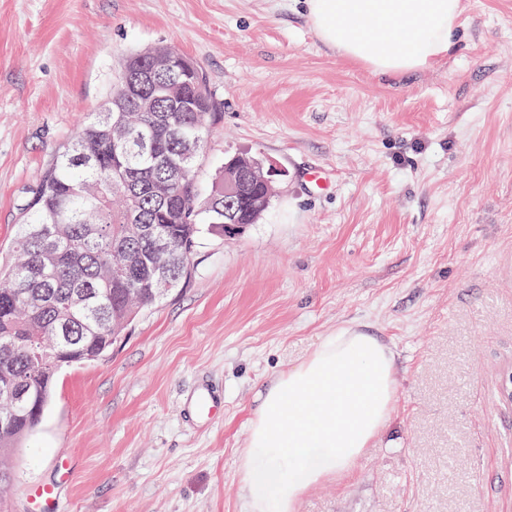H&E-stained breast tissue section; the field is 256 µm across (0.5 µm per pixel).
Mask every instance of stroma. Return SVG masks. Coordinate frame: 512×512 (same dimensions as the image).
<instances>
[{"label":"stroma","instance_id":"35a3bbf8","mask_svg":"<svg viewBox=\"0 0 512 512\" xmlns=\"http://www.w3.org/2000/svg\"><path fill=\"white\" fill-rule=\"evenodd\" d=\"M462 4L448 57L387 76L324 46L302 0H0L1 265L130 52L202 67L221 105L202 191L233 156L281 171L259 223L203 235L180 288L60 372L9 512L47 485L54 512H244L260 395L345 327L394 353L390 420L296 512H512V0Z\"/></svg>","mask_w":512,"mask_h":512}]
</instances>
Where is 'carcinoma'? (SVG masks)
<instances>
[{
    "instance_id": "obj_1",
    "label": "carcinoma",
    "mask_w": 512,
    "mask_h": 512,
    "mask_svg": "<svg viewBox=\"0 0 512 512\" xmlns=\"http://www.w3.org/2000/svg\"><path fill=\"white\" fill-rule=\"evenodd\" d=\"M165 48L181 62L175 100L155 112L114 111L125 98L123 74L147 67L159 47L130 54L99 110L30 191L12 263L0 272V390L27 385L48 403L62 367L105 355L132 320L181 285L200 234L224 232V210L245 226L271 203L274 183L250 178L266 168L260 156L230 159L201 198L197 171L218 103L198 63ZM134 137L153 147L121 146ZM36 427L37 416L24 414L1 430L0 456L10 459Z\"/></svg>"
}]
</instances>
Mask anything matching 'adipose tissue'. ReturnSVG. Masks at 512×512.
Segmentation results:
<instances>
[{
    "label": "adipose tissue",
    "mask_w": 512,
    "mask_h": 512,
    "mask_svg": "<svg viewBox=\"0 0 512 512\" xmlns=\"http://www.w3.org/2000/svg\"><path fill=\"white\" fill-rule=\"evenodd\" d=\"M319 40L373 71L401 75L448 56L461 0H305ZM395 357L343 329L267 388L240 471L246 512H295L306 491L347 473L386 424Z\"/></svg>",
    "instance_id": "adipose-tissue-1"
}]
</instances>
